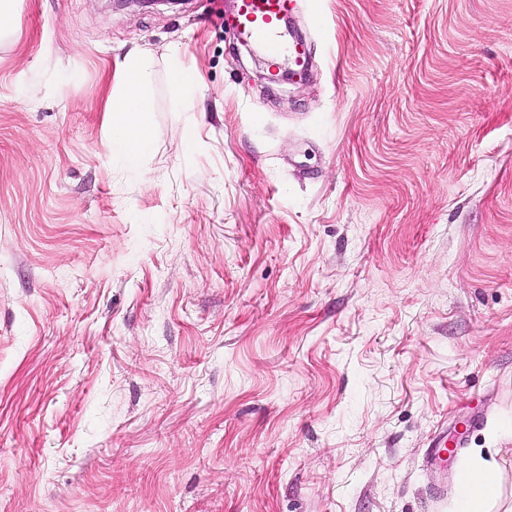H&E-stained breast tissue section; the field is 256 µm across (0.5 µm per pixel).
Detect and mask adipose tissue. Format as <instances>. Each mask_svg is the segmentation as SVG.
<instances>
[{
	"label": "adipose tissue",
	"instance_id": "1",
	"mask_svg": "<svg viewBox=\"0 0 512 512\" xmlns=\"http://www.w3.org/2000/svg\"><path fill=\"white\" fill-rule=\"evenodd\" d=\"M122 93L110 107L112 144L130 163H138L152 145L147 115L152 109V92L147 80L146 57L130 56L123 68ZM464 480L453 504V512H488L487 506L499 493L498 466L487 449H470L463 464Z\"/></svg>",
	"mask_w": 512,
	"mask_h": 512
}]
</instances>
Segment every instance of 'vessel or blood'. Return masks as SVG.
I'll return each mask as SVG.
<instances>
[{
	"label": "vessel or blood",
	"instance_id": "vessel-or-blood-1",
	"mask_svg": "<svg viewBox=\"0 0 512 512\" xmlns=\"http://www.w3.org/2000/svg\"><path fill=\"white\" fill-rule=\"evenodd\" d=\"M299 0H235L232 25L240 35L259 44L270 60L271 73L280 65H306L308 53L299 41L286 38L281 31L283 17L298 6Z\"/></svg>",
	"mask_w": 512,
	"mask_h": 512
}]
</instances>
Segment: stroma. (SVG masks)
I'll return each instance as SVG.
<instances>
[{"label": "stroma", "mask_w": 512, "mask_h": 512, "mask_svg": "<svg viewBox=\"0 0 512 512\" xmlns=\"http://www.w3.org/2000/svg\"><path fill=\"white\" fill-rule=\"evenodd\" d=\"M230 4L0 38V512H448L472 448L512 512V0H302L284 82ZM146 55L126 59L122 93L112 100V146L122 150L128 161L138 163L152 145V129L147 115L152 109V92L146 74ZM460 435L457 437L454 447L448 446V435L444 433L437 435L428 449V459L432 462H442L446 461L448 456L457 453L461 448L464 432Z\"/></svg>", "instance_id": "1"}]
</instances>
